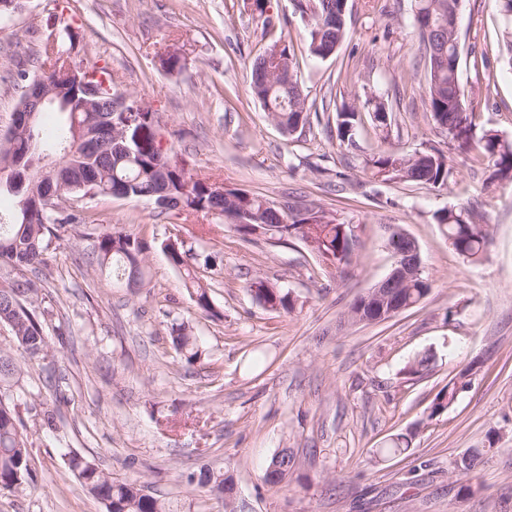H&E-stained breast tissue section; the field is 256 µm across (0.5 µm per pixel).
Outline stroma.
<instances>
[{"label": "stroma", "instance_id": "stroma-1", "mask_svg": "<svg viewBox=\"0 0 512 512\" xmlns=\"http://www.w3.org/2000/svg\"><path fill=\"white\" fill-rule=\"evenodd\" d=\"M347 37L332 58L307 50L293 0H268L264 16L243 0H23L0 19V131L12 123L39 73L45 33L70 31L89 64L108 69L112 90L157 112L166 143L192 177L264 196L280 207H320L352 225L355 256L325 271L300 238L242 239L217 215L180 219L147 200L82 202L95 223L50 248L38 274L55 302L51 355L32 362L22 389L52 396L47 375L71 398L53 428L40 408L23 411L34 481L0 487V512H105L67 466L69 452L113 477L137 480L183 512H224L221 499L185 484L203 465L229 471L248 512H512V183L490 179L472 152L449 146L425 109L424 62L415 49L414 0H348ZM512 21L494 0H463L460 81L477 130L512 139ZM288 43L311 123L294 135L271 124L250 89L255 59ZM180 49L181 68L161 54ZM392 103L378 130L366 93ZM359 112L356 148L341 144L336 112ZM446 152V189L374 180L376 152ZM479 207L492 242L478 263L463 260L435 220ZM211 226L203 235L199 225ZM419 244L430 294L376 324H352L350 305L385 278L393 258L387 225ZM121 228L147 245V285L130 292L91 265L90 234ZM182 234L214 303L197 310L162 245ZM262 276L289 293L276 312L247 289ZM192 328L200 359L186 365L170 336ZM434 356L421 374L409 364ZM470 385L442 413L436 395L464 368ZM411 434L390 453L392 438ZM293 449L279 484L264 478L271 456ZM479 453L474 470L456 463Z\"/></svg>", "mask_w": 512, "mask_h": 512}]
</instances>
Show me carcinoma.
<instances>
[{
  "instance_id": "carcinoma-1",
  "label": "carcinoma",
  "mask_w": 512,
  "mask_h": 512,
  "mask_svg": "<svg viewBox=\"0 0 512 512\" xmlns=\"http://www.w3.org/2000/svg\"><path fill=\"white\" fill-rule=\"evenodd\" d=\"M418 27V52L425 61L424 103L431 120L446 133L448 141L458 142L475 150L484 164L492 170L491 178L512 181V142L493 130L476 133L472 113L466 111L460 92L459 63L461 49L459 30L454 27V6L458 0H414ZM295 11L307 22V48L311 55L326 59L336 54L346 37V4L342 0H295ZM70 44L63 38L46 33L42 44V76L48 70L63 67L65 58L74 47L73 34H67ZM288 60V69L294 68V58L286 44L274 43L255 60L250 79L253 96L260 102L267 119L282 132L293 134L309 124L310 112L295 76L283 79L276 72L274 58ZM89 83L103 91L112 88V75L103 68L90 67ZM365 104L371 107L375 126L383 130L391 126L393 115L383 101L369 96ZM144 112L140 126L127 133L128 151L111 153L99 163L88 166L87 175L97 181L100 189L121 187L125 197L152 200L157 186V169L171 160H178L174 149L156 143L160 130L153 128L156 116ZM123 118L120 112H68L63 123L46 130L36 123L27 132H17L10 138L0 134V164L6 166L15 158H31L46 145H62L73 138L72 126L93 134L96 141L112 143V133ZM357 112L344 107L336 112L339 141L356 146ZM365 168L382 182H402L430 189H446L453 176L448 157L436 149L416 151L412 154L382 152L365 160ZM169 195L181 201L189 214L209 215L219 207L231 212L249 215L247 222L236 224V230L245 235L257 231L269 233L282 240L288 237L318 243L316 252L328 268L349 264L354 256L356 236L353 227L344 224L322 209L305 208L283 211L261 196L241 189L227 191L228 198L219 199L207 182L193 179L179 168L168 173ZM52 203L39 202L29 223L22 217L13 222L0 220V323L7 325L15 345L0 346V486L21 490L31 474L28 441L20 419V405L15 402L14 387L18 385L29 362L43 359L50 353L47 321L54 316V304L41 293L38 281L29 277L36 266L43 263V253L52 241L62 239L71 225L78 222L74 214L62 215L70 203L83 197L85 192L70 183L51 180ZM41 191V178H33L20 171L16 176H0V193H7L22 202L34 192ZM437 221L448 242L464 259L476 263L487 253L490 225L484 215L474 207L444 210ZM387 246L393 253L405 252L412 247V237L398 224L389 226ZM173 267L182 271L191 299L204 313L217 315L213 302L189 263L191 249L184 240L168 239L164 245ZM145 244L132 234L114 230L96 237L92 261L100 269H109L116 281L128 288L145 286L143 253ZM431 283L426 274L411 280L395 297L397 305L409 309L426 298ZM248 290L263 306L271 310L292 309L288 294L261 277L248 282ZM380 308L364 304L357 298L347 312V321L357 322L358 313L365 316L378 314ZM172 342L187 365L199 358L196 337L185 323L171 325ZM472 367L461 370L455 381L436 396L432 413L445 411L468 385ZM68 398L55 393L52 404L42 411L43 425L55 424L60 405ZM68 468L80 481L85 491L100 500L106 512H176L172 502L150 494L145 486L130 481H117L112 473L95 461L78 453L69 455ZM190 486L207 488L217 497H224V489H233L232 476L213 470L207 465L185 475Z\"/></svg>"
}]
</instances>
